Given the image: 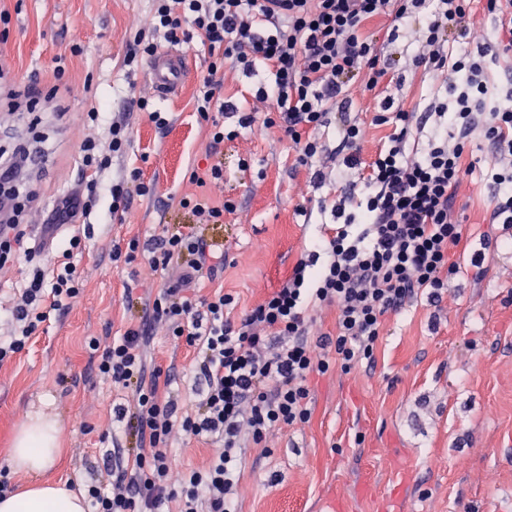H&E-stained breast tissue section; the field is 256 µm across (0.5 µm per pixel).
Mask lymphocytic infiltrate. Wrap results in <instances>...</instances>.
I'll list each match as a JSON object with an SVG mask.
<instances>
[{
    "instance_id": "1",
    "label": "lymphocytic infiltrate",
    "mask_w": 512,
    "mask_h": 512,
    "mask_svg": "<svg viewBox=\"0 0 512 512\" xmlns=\"http://www.w3.org/2000/svg\"><path fill=\"white\" fill-rule=\"evenodd\" d=\"M147 23L129 43L127 63L147 61L163 44L197 43L208 55L207 71L193 101L205 125V166L191 168L189 193L178 199L197 224H220L235 205L224 197L225 139L242 129L277 130L291 141L296 166L322 186L339 170H359V189L332 206L336 227L312 238L307 255L279 288L235 314V299L223 291L190 294L191 283L218 271L210 247L196 231L164 234L152 243L150 268L165 281L144 302L140 321L109 343L91 339L98 375L127 391L115 408L139 445L104 478L85 486L88 512H235L243 440L259 445L277 429L308 423L309 381L333 370L350 373L371 361L384 322L414 298H441L459 268L450 254L463 239L464 161L473 141L483 159L489 204L485 221L512 228V26L504 0H485L474 21L470 0H151ZM387 17V41L415 34L422 51L412 66L423 69L434 89L419 112L384 99L373 118L393 128L384 147L361 162L366 127L344 122L338 143L324 151L318 133L330 125L337 99L350 90L377 92L388 69L367 20ZM466 46L450 53L451 41ZM261 76L256 110L238 112L224 98V62ZM145 114L159 133L174 123L143 92L130 93L126 111L105 116L91 108L83 121L77 163L86 182L64 198L46 223L61 227L98 215L101 223H125L134 197L154 193L139 168L110 176L114 156L133 148L131 119ZM237 126L226 129L225 116ZM33 153L0 168V269L32 261L24 249L25 216L39 196L25 173ZM107 209H100L101 199ZM82 240L58 246L52 276L31 269L26 286L0 302V364L21 352L49 317L77 299L84 288L74 262ZM336 310V330L320 332L317 313ZM197 353L201 386L190 409L160 394L162 366L147 362L153 325ZM210 444L207 462L178 470L175 434Z\"/></svg>"
}]
</instances>
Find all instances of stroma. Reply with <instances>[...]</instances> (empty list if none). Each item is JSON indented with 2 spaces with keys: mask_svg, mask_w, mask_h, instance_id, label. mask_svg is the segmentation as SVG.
<instances>
[{
  "mask_svg": "<svg viewBox=\"0 0 512 512\" xmlns=\"http://www.w3.org/2000/svg\"><path fill=\"white\" fill-rule=\"evenodd\" d=\"M12 15L9 62L21 82L39 75L54 90L53 60L67 55L70 90H55L44 103L41 123L0 112V154L43 136L47 150L31 176L43 202L73 189L79 121L90 108L120 112L125 90L149 91L148 63L125 65L130 32L145 23L148 0H0ZM82 51L70 52L73 41ZM187 79L159 105L174 115L167 134H159L141 115L133 119V150L112 162L113 172L137 167L154 183L151 197L135 199L126 224H70L59 239L81 237L75 257L84 280L80 298L54 311L24 350L0 365V469H9L17 428L39 411L61 423L58 464L49 480L75 488L105 475L112 445L133 447L131 438H114L112 408L120 397L99 377L91 359V338L123 333L142 315L140 299L159 283L146 255L129 265H113L109 253L118 240H149L185 231L188 215L171 204L188 191L194 166L205 165V133L192 109L206 71L201 48L182 45ZM415 38L381 43L382 56L395 59L384 95L408 110L423 109L432 94L421 70L410 61ZM379 100L356 96L344 111L368 123L363 158L383 145L390 126L373 125ZM476 166L460 191L465 203V238L451 254L461 270L448 280L438 302L418 297L392 316L371 366L350 374L313 377L309 383L312 417L301 429L273 431L266 447L243 450L242 478L235 495L237 512H512V246L497 227L485 224L488 189ZM287 141L266 131L243 132L224 143V194L236 205L223 224L198 232L224 255V269L212 281L200 280L196 295L215 289L231 294L238 311L260 301L287 277L303 256L307 240L332 224L321 203H333L337 190L357 179L348 171L338 182L311 183L306 170H293ZM312 211L304 219L297 208ZM485 254L484 277L475 281L470 258ZM153 363L168 368L169 390L179 405L197 398L192 372L195 351L155 326L147 347Z\"/></svg>",
  "mask_w": 512,
  "mask_h": 512,
  "instance_id": "35a3bbf8",
  "label": "stroma"
}]
</instances>
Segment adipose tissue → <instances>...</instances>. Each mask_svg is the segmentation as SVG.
I'll return each mask as SVG.
<instances>
[{"label":"adipose tissue","mask_w":512,"mask_h":512,"mask_svg":"<svg viewBox=\"0 0 512 512\" xmlns=\"http://www.w3.org/2000/svg\"><path fill=\"white\" fill-rule=\"evenodd\" d=\"M59 430L58 420L41 412L17 432L11 465L32 482L23 491L0 495V512H86L83 495L43 479L61 454Z\"/></svg>","instance_id":"ef3b65f1"}]
</instances>
